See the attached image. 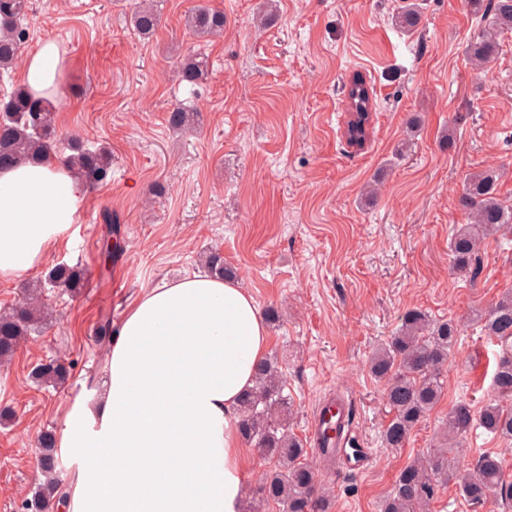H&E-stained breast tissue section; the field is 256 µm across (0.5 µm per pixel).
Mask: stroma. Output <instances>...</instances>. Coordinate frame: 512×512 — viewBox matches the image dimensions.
<instances>
[{"label":"stroma","instance_id":"1","mask_svg":"<svg viewBox=\"0 0 512 512\" xmlns=\"http://www.w3.org/2000/svg\"><path fill=\"white\" fill-rule=\"evenodd\" d=\"M139 3L33 0L26 21V51L47 38L64 49L59 129L92 148L110 145L112 173L32 273L76 265L84 288L46 289L51 319L0 364V512H24L43 481L38 435L59 430L99 373L108 349L96 336L101 317L120 322L149 288L204 269L210 251L260 312L279 315L267 354L287 378L290 432L307 439L330 392L352 400L366 470L329 475L316 455L307 458L332 496L330 512H380L399 470L434 448L449 410L462 402L477 410L494 395L502 346L473 314L512 291V248L486 239L473 279L454 270L449 242L468 221L458 203L467 174L498 168L499 198L512 206V30L478 72L464 47L480 18L465 0H418L411 34L392 20L401 0H276V21L262 29L252 18L266 0H154L161 23L147 39L131 25ZM199 5L223 10V35L188 33L185 16ZM195 51L210 68L192 87L176 69ZM357 73L375 104L360 149L343 137V85ZM178 101L197 110L194 128H169ZM114 241L122 249L103 263ZM411 308L458 320L463 332L440 402L391 449L381 444L391 418L385 383L369 361ZM55 358L69 363L68 380L38 385L32 369ZM486 453L512 474V446L481 429L467 436L461 462ZM428 512H512V500L476 505L451 484Z\"/></svg>","mask_w":512,"mask_h":512}]
</instances>
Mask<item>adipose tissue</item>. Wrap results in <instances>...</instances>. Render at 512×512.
<instances>
[{
	"mask_svg": "<svg viewBox=\"0 0 512 512\" xmlns=\"http://www.w3.org/2000/svg\"><path fill=\"white\" fill-rule=\"evenodd\" d=\"M51 38L27 54L37 96L60 85ZM83 189L55 164L0 170V278L39 267L78 223ZM252 295L207 273L152 288L113 331L105 363L57 432L74 466L52 512H239L244 471L235 411L269 347Z\"/></svg>",
	"mask_w": 512,
	"mask_h": 512,
	"instance_id": "1",
	"label": "adipose tissue"
}]
</instances>
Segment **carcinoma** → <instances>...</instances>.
Here are the masks:
<instances>
[{
  "instance_id": "carcinoma-1",
  "label": "carcinoma",
  "mask_w": 512,
  "mask_h": 512,
  "mask_svg": "<svg viewBox=\"0 0 512 512\" xmlns=\"http://www.w3.org/2000/svg\"><path fill=\"white\" fill-rule=\"evenodd\" d=\"M475 11L488 17V25L465 46L471 65L487 67L496 59L499 33L512 26V0H467ZM31 0H0V71L13 69L21 56L27 33L22 26L31 10ZM421 21L418 4L407 0L395 16V24L414 33ZM136 31L151 36L160 24L154 6L140 8L134 15ZM188 29L200 37L224 33V12L201 7L187 19ZM209 71L208 58L202 53L187 56L180 64V81L191 86L202 81ZM350 113L357 114L351 131L345 132L349 144H363L371 124L373 99L370 87L360 76L345 85ZM193 110L176 104L168 111L167 123L176 130L191 126ZM68 154L60 155L61 140ZM56 160L69 166L73 175L87 188L107 180L112 170V153L106 147L87 148L77 137L63 138L56 121V107L50 98L36 97L19 87L0 100V169L30 160ZM499 173L487 168L464 179L460 205L470 223L461 225L449 243L453 268L464 275L476 276L481 243L490 236L512 233V209L498 197ZM85 272L67 264L52 267L44 279L28 285L23 299L0 313V360L11 358L23 340L32 335L48 316L41 301L44 284L73 294L84 287ZM484 332L505 344L506 351L493 374L495 399L479 412L470 405L457 404L448 412L439 432V445L401 468L392 492L383 503V512H426L438 487L453 483L473 503H482L491 494L512 499V479L506 477L499 457L486 454L470 468L460 464L459 438L474 427L512 443V292L501 297L485 311L476 313ZM459 325L452 319L434 321L419 309L407 310L396 334L373 355L374 376L386 381L385 400L392 411L382 440L387 448H401L416 425L441 400L443 386L440 370L456 347ZM69 375L63 362L38 366L33 377L43 383L59 385ZM286 379L272 360L256 368V386L240 400L236 414L240 434L257 448L269 469L252 489L256 506L276 505L280 512H329L330 499L320 491L312 467L305 462L307 449L298 438L288 434L286 422L291 413ZM37 465L47 482L32 493V500L46 509L55 486L61 461L56 437L51 431L40 435Z\"/></svg>"
}]
</instances>
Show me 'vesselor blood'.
I'll list each match as a JSON object with an SVG mask.
<instances>
[{"instance_id": "vessel-or-blood-1", "label": "vessel or blood", "mask_w": 512, "mask_h": 512, "mask_svg": "<svg viewBox=\"0 0 512 512\" xmlns=\"http://www.w3.org/2000/svg\"><path fill=\"white\" fill-rule=\"evenodd\" d=\"M309 430L310 446L329 470H355L363 467L369 457L353 430L350 402L341 395L329 394L318 406Z\"/></svg>"}]
</instances>
